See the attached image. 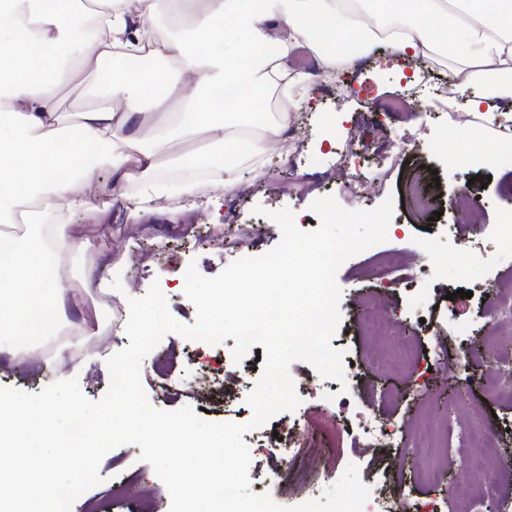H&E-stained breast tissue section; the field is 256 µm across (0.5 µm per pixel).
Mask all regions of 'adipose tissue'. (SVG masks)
I'll return each mask as SVG.
<instances>
[{"mask_svg":"<svg viewBox=\"0 0 512 512\" xmlns=\"http://www.w3.org/2000/svg\"><path fill=\"white\" fill-rule=\"evenodd\" d=\"M173 33L149 32L159 0H95L91 29L65 15L82 0H0V337L52 336L65 306L79 307L61 257L85 252L71 215L88 191L122 198L138 211L161 198L235 189L244 163L259 164L272 137L287 131L311 89L292 59L355 56L382 41L401 56L441 58L464 85L512 76V0H168ZM78 55L101 90L69 120L57 87ZM165 69L129 77L128 58ZM233 88L213 111L207 90ZM280 106L262 132L263 91ZM206 141L159 164L158 149ZM106 159L87 161L89 148ZM86 194L73 192V184Z\"/></svg>","mask_w":512,"mask_h":512,"instance_id":"obj_1","label":"adipose tissue"}]
</instances>
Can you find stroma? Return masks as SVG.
I'll use <instances>...</instances> for the list:
<instances>
[{
	"mask_svg": "<svg viewBox=\"0 0 512 512\" xmlns=\"http://www.w3.org/2000/svg\"><path fill=\"white\" fill-rule=\"evenodd\" d=\"M419 66V61L403 59L387 46L372 48L349 74L354 93L331 96L318 90L297 109L300 139L291 156L267 152L260 164L244 171L240 188L206 189V197L219 199L220 207L207 205L204 199L161 200L133 213L111 194H91L87 208L72 219L75 235L87 243V252L63 256L62 262L73 271L71 283L77 286L96 250L107 247L112 255V271L107 275L111 290L106 294L84 290L81 310L69 311L59 335L0 349V386L36 394L54 381L74 377L82 394L98 401L110 385L108 358L130 343L125 334L128 301L144 296L152 283H159L169 298L170 313L177 321L194 323L196 308L182 288L188 265L213 277L237 261L239 245H250L256 256L269 252L281 239L270 212L289 208L296 222L316 228L320 220L310 205L319 197L334 196L349 210L371 209L398 197L411 168L434 170L442 198L455 197L466 186L479 196L485 224L473 228L471 241L461 243L446 231L457 218L453 210H444L439 223L428 231L409 215L394 211L383 247L412 258L416 279L405 286L378 287L368 251L344 262L337 272L342 322L331 345L343 351L344 363L357 364V378L345 386L329 379L311 392L306 382L315 374L313 367L292 363L290 375L300 405L247 431L243 441L251 458V492L269 494L277 504L289 507L294 497L284 477L290 463L286 455L271 451L274 431L294 423L321 425L325 436L336 441V465L321 478V486H332L350 464L358 466L362 483L370 486L381 477L379 451L355 447V422L362 413H384L400 469L401 506L419 501L449 512L447 468L434 465L433 476H425L412 451L415 429L423 419L440 426L448 421L434 395L443 378L427 371L418 385H411L392 359L404 341L420 351L451 343L470 349L481 346L483 301L495 293L498 278L512 279V241L497 227L512 191V167L483 168L461 158L449 163L448 155L457 146L447 139L445 128L471 116L470 100L485 90L475 84L453 101L435 95L420 108L399 105L402 85ZM471 265L478 266L483 287L457 277L458 269ZM461 289L467 290V297H458ZM372 291L378 295V311L394 323L393 335H372L365 325L360 300ZM450 292L455 295L451 301L446 298ZM86 315L97 317V335L78 334L76 327ZM234 345L231 338L209 345L174 333L165 335L145 357L140 372L150 404L165 411L188 407L210 423L249 422L253 411L247 399L261 376L257 360L266 350L255 345L237 361L232 357ZM161 362L190 378L218 374L236 378V394L221 407L201 404L190 391H170L156 371ZM140 454V447L132 444L108 452L99 466L100 483L81 494L71 512H85L92 501L100 504L102 512H133L132 504L112 495L114 485L129 476L137 478L136 489L143 497L154 500L155 512H170L164 483Z\"/></svg>",
	"mask_w": 512,
	"mask_h": 512,
	"instance_id": "35a3bbf8",
	"label": "stroma"
}]
</instances>
